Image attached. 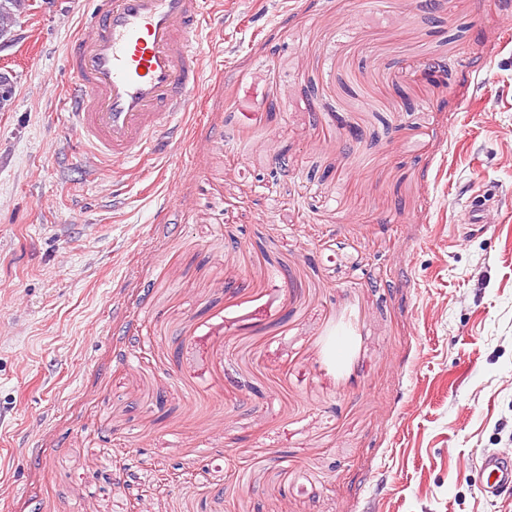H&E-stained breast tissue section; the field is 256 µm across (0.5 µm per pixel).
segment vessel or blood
Masks as SVG:
<instances>
[{
	"label": "vessel or blood",
	"mask_w": 512,
	"mask_h": 512,
	"mask_svg": "<svg viewBox=\"0 0 512 512\" xmlns=\"http://www.w3.org/2000/svg\"><path fill=\"white\" fill-rule=\"evenodd\" d=\"M215 0H95L67 52L69 119L86 148L125 165L177 132L206 86L201 46ZM484 493L512 485V453L486 451Z\"/></svg>",
	"instance_id": "vessel-or-blood-1"
}]
</instances>
